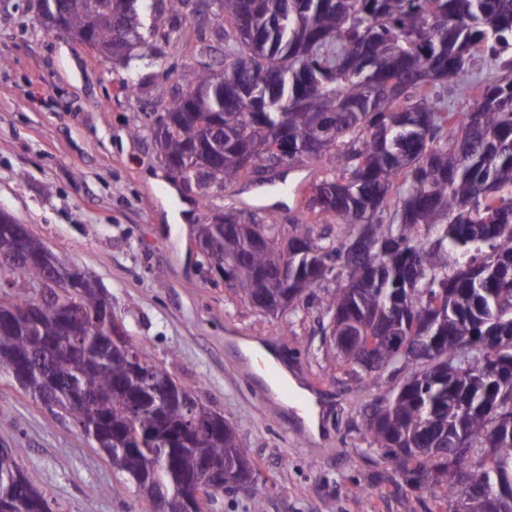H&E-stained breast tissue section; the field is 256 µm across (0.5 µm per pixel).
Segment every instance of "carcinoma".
<instances>
[{
    "mask_svg": "<svg viewBox=\"0 0 512 512\" xmlns=\"http://www.w3.org/2000/svg\"><path fill=\"white\" fill-rule=\"evenodd\" d=\"M146 0H62L66 29L105 46L122 43L127 61L152 49L144 31ZM224 83L193 73L191 107H168L152 129L158 156L175 161L181 183L224 184L280 162L329 163L318 190L304 198L316 223L358 227L340 242L297 219L224 213L192 236L205 245L201 268L224 273L227 287L254 308L278 299L276 316L323 287L327 334L342 363L362 369L376 390L363 420L371 447L392 466L380 477L390 492L430 495L427 512H489L438 454L454 438L472 449L470 472L497 474L488 449L512 462V368L484 375L487 353L512 355V0H220ZM498 75H474L476 54ZM464 85L472 107L452 112L437 88ZM283 138L285 154L269 144ZM224 154L214 159V143ZM46 265L21 262L8 276L41 280ZM75 290L88 311L101 302L86 275L63 264L42 294V314L21 323L0 307V352L38 358L35 341L62 338L73 354L43 361L29 392L54 401L74 422L95 425V447L155 512H171L180 482L202 449L211 471L252 480L256 464L238 426L214 418L186 389L145 392L130 356L112 352L103 328L61 320L53 293ZM360 336H402L410 351H387L362 368ZM408 371L396 388L383 374ZM170 458L163 468L159 461ZM10 512H51L33 477L0 451V499Z\"/></svg>",
    "mask_w": 512,
    "mask_h": 512,
    "instance_id": "carcinoma-1",
    "label": "carcinoma"
}]
</instances>
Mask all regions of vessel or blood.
<instances>
[{"mask_svg":"<svg viewBox=\"0 0 512 512\" xmlns=\"http://www.w3.org/2000/svg\"><path fill=\"white\" fill-rule=\"evenodd\" d=\"M225 348L237 369L254 375L261 386L275 384L281 398L296 408L305 410L320 405L319 388L311 384L303 386L287 378L281 362L271 353L269 346H262L252 358L242 354L237 342H227Z\"/></svg>","mask_w":512,"mask_h":512,"instance_id":"1","label":"vessel or blood"}]
</instances>
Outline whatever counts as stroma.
Returning <instances> with one entry per match:
<instances>
[{
  "instance_id": "1",
  "label": "stroma",
  "mask_w": 512,
  "mask_h": 512,
  "mask_svg": "<svg viewBox=\"0 0 512 512\" xmlns=\"http://www.w3.org/2000/svg\"><path fill=\"white\" fill-rule=\"evenodd\" d=\"M187 20L181 26L159 13L157 54L126 66L46 31L31 0H0V208L98 280L152 363L238 425L259 471L249 489L217 495L213 512H425L428 494L388 498L376 482L389 465L362 430L374 392L337 366L324 289L269 316L214 286L191 254L193 224L225 211L300 215L327 162L306 159L269 171L263 183L205 192L171 181L150 129L197 67V47H221L216 6L190 0ZM229 336L247 351L273 343L289 370L320 388L318 433L296 429L274 394L259 396L226 354ZM0 444L32 474L52 512H154L77 425L1 366Z\"/></svg>"
}]
</instances>
